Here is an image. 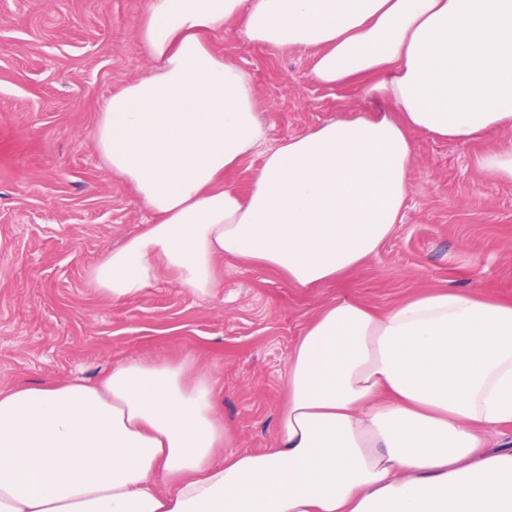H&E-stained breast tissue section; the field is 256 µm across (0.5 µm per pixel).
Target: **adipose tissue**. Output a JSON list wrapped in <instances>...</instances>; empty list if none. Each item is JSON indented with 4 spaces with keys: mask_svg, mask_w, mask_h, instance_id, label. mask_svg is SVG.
<instances>
[{
    "mask_svg": "<svg viewBox=\"0 0 512 512\" xmlns=\"http://www.w3.org/2000/svg\"><path fill=\"white\" fill-rule=\"evenodd\" d=\"M314 49L310 76L379 102L266 144L252 81L213 37ZM151 71L102 106L97 150L148 212L88 284L120 304L161 272L203 298L232 258L307 291L399 224L412 134L512 130V0H147ZM261 156L248 196L229 178ZM272 448L227 451L192 359L0 387V512H512V302L431 290L342 296L301 330Z\"/></svg>",
    "mask_w": 512,
    "mask_h": 512,
    "instance_id": "adipose-tissue-1",
    "label": "adipose tissue"
}]
</instances>
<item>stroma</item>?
I'll return each mask as SVG.
<instances>
[{"mask_svg":"<svg viewBox=\"0 0 512 512\" xmlns=\"http://www.w3.org/2000/svg\"><path fill=\"white\" fill-rule=\"evenodd\" d=\"M145 0H0V386L95 381L125 357L192 356L210 376L231 447H271L288 356L321 307L353 294L376 309L427 289L512 299V182L487 178L493 134L452 144L413 133L401 224L360 269L310 292L228 259L198 298L170 275L115 305L91 268L142 228L145 213L101 160L98 112L150 69L135 41ZM215 46L250 75L268 145L321 125L355 93L316 85L313 49L260 47L237 29Z\"/></svg>","mask_w":512,"mask_h":512,"instance_id":"1","label":"stroma"}]
</instances>
